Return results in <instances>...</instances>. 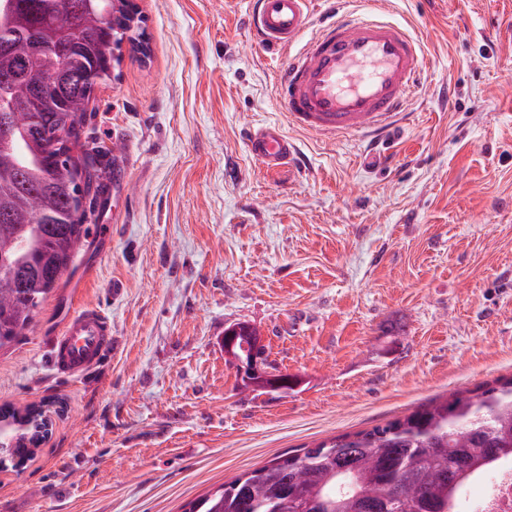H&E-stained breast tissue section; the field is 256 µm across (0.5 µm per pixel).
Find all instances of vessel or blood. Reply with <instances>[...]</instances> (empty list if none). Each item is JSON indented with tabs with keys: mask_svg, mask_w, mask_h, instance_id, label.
I'll use <instances>...</instances> for the list:
<instances>
[{
	"mask_svg": "<svg viewBox=\"0 0 512 512\" xmlns=\"http://www.w3.org/2000/svg\"><path fill=\"white\" fill-rule=\"evenodd\" d=\"M313 0H253L251 30L267 50L297 45L276 82L291 121L335 137L383 126L405 108L425 67L410 34L387 21L373 0L359 12L329 0V21L311 39ZM251 154L267 170L292 163L295 150L280 129L265 125L248 138ZM112 353V326L100 308L71 313L51 341V363L78 379Z\"/></svg>",
	"mask_w": 512,
	"mask_h": 512,
	"instance_id": "obj_1",
	"label": "vessel or blood"
}]
</instances>
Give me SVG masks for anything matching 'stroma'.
I'll return each instance as SVG.
<instances>
[{
  "label": "stroma",
  "instance_id": "obj_1",
  "mask_svg": "<svg viewBox=\"0 0 512 512\" xmlns=\"http://www.w3.org/2000/svg\"><path fill=\"white\" fill-rule=\"evenodd\" d=\"M252 0H137L151 47L123 46L84 133L112 169L89 239L15 345L0 405L52 433L0 457V512H183L276 456L369 430L512 376V0H387L427 69L388 133L295 126ZM277 125L302 163L265 170ZM123 292L113 296V283ZM112 321V356L56 378L74 309ZM256 326L285 392L245 390L224 330ZM251 154L272 171L295 158V149L275 125H264L248 138Z\"/></svg>",
  "mask_w": 512,
  "mask_h": 512
}]
</instances>
